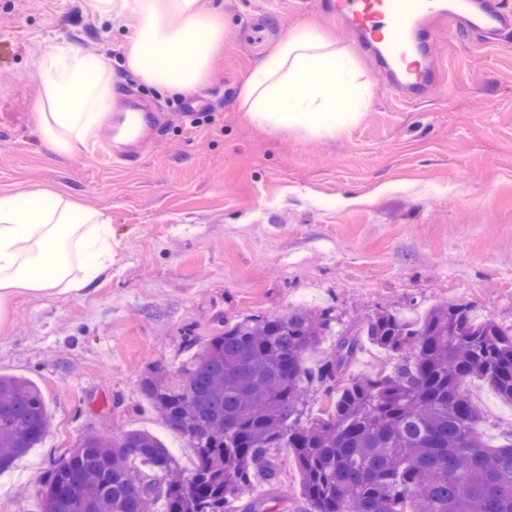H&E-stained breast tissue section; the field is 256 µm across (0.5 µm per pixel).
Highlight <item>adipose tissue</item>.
Wrapping results in <instances>:
<instances>
[{
  "instance_id": "adipose-tissue-1",
  "label": "adipose tissue",
  "mask_w": 512,
  "mask_h": 512,
  "mask_svg": "<svg viewBox=\"0 0 512 512\" xmlns=\"http://www.w3.org/2000/svg\"><path fill=\"white\" fill-rule=\"evenodd\" d=\"M89 13L132 21L125 66L148 84L184 95L206 76L224 41V25L200 0H86ZM179 18L170 25L169 16ZM41 95L37 132L53 153L74 155L112 104L113 75L104 59L53 46L36 64ZM369 89L347 51H336L306 24L261 58L242 82L238 101L248 122L332 137L356 122ZM71 198L49 190L20 201L0 194V304L16 293L52 297L80 291L112 266V215L77 213Z\"/></svg>"
}]
</instances>
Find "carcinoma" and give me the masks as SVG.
Here are the masks:
<instances>
[{"label": "carcinoma", "instance_id": "1", "mask_svg": "<svg viewBox=\"0 0 512 512\" xmlns=\"http://www.w3.org/2000/svg\"><path fill=\"white\" fill-rule=\"evenodd\" d=\"M336 323L329 307L248 316L178 366L154 368L140 394L195 448L190 474L147 431L91 432L49 471L38 512H282L277 448L295 455L306 512H512V432L487 447L465 390L480 377L512 402V326L476 320L467 303L414 322L385 308L340 332ZM365 338L399 357L394 369L351 381L326 416L302 422L312 389L350 366ZM50 424L36 384L0 375V472ZM258 475L269 492L236 510Z\"/></svg>", "mask_w": 512, "mask_h": 512}]
</instances>
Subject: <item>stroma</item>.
I'll list each match as a JSON object with an SVG mask.
<instances>
[{
  "label": "stroma",
  "mask_w": 512,
  "mask_h": 512,
  "mask_svg": "<svg viewBox=\"0 0 512 512\" xmlns=\"http://www.w3.org/2000/svg\"><path fill=\"white\" fill-rule=\"evenodd\" d=\"M224 44L189 96L126 69L131 22L100 21L85 0H0V193L46 188L112 213V268L77 293L17 294L0 314V373L32 380L52 416L44 440L0 475V512H35L53 463L90 430H145L185 469L193 448L152 410L139 383L183 359L219 321L333 307L342 325L378 309L407 321L439 302L512 325V30L497 46L452 29L431 43L445 75L404 103L355 52L330 0H203ZM311 22L352 50L371 97L333 138L247 123L238 88L296 26ZM65 41L107 59L114 91L164 112L140 135L138 167L103 163L104 127L79 155L57 156L35 132V63ZM489 445L512 431V403L467 385ZM285 512L304 506L302 476L277 455Z\"/></svg>",
  "instance_id": "obj_1"
}]
</instances>
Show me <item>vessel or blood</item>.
Returning <instances> with one entry per match:
<instances>
[{
	"instance_id": "obj_1",
	"label": "vessel or blood",
	"mask_w": 512,
	"mask_h": 512,
	"mask_svg": "<svg viewBox=\"0 0 512 512\" xmlns=\"http://www.w3.org/2000/svg\"><path fill=\"white\" fill-rule=\"evenodd\" d=\"M336 17L406 103L428 98L442 80L429 54L436 29L474 28L492 40L512 29L495 0H336Z\"/></svg>"
}]
</instances>
